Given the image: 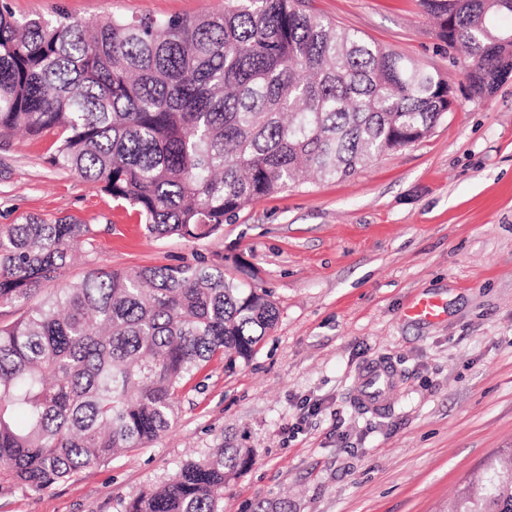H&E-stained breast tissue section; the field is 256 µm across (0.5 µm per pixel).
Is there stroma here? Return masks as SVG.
<instances>
[{
  "instance_id": "obj_1",
  "label": "stroma",
  "mask_w": 512,
  "mask_h": 512,
  "mask_svg": "<svg viewBox=\"0 0 512 512\" xmlns=\"http://www.w3.org/2000/svg\"><path fill=\"white\" fill-rule=\"evenodd\" d=\"M16 16L198 17L224 0H9ZM309 12L423 63L457 104L422 141L354 175L261 199L215 236L148 235L139 214L51 166L50 134L0 133V225L29 216L101 226L91 264L115 270L224 262L271 292L278 322L249 362L213 360L157 440L33 492L0 485V512H124L217 443L255 451L224 512H448L486 461L512 448V76L470 97L467 69L418 0H307ZM440 298L442 321L408 318ZM390 358L402 394L382 415L351 403L356 370Z\"/></svg>"
}]
</instances>
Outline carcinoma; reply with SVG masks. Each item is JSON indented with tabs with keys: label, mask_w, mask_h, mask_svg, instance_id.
<instances>
[{
	"label": "carcinoma",
	"mask_w": 512,
	"mask_h": 512,
	"mask_svg": "<svg viewBox=\"0 0 512 512\" xmlns=\"http://www.w3.org/2000/svg\"><path fill=\"white\" fill-rule=\"evenodd\" d=\"M420 6L471 63L472 97L512 75L502 0ZM447 112V80L301 0L91 28L63 9L18 19L0 0V131L56 135L50 165L135 209L154 237L215 235L308 175L345 179L426 138ZM99 234L69 218L0 225V304L44 295L0 326V481L40 492L157 439L207 363L249 361L277 324L270 293L222 261L95 266L51 287ZM253 459L252 448H212L125 512H223L224 485ZM454 512H512V448L461 489Z\"/></svg>",
	"instance_id": "carcinoma-1"
}]
</instances>
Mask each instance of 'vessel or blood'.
<instances>
[{"label": "vessel or blood", "instance_id": "vessel-or-blood-1", "mask_svg": "<svg viewBox=\"0 0 512 512\" xmlns=\"http://www.w3.org/2000/svg\"><path fill=\"white\" fill-rule=\"evenodd\" d=\"M406 314L420 321L436 322L442 319L444 306L436 298L419 297L410 304ZM401 384V372L388 358H373L354 375V402L364 412L373 415L385 413L398 401Z\"/></svg>", "mask_w": 512, "mask_h": 512}]
</instances>
